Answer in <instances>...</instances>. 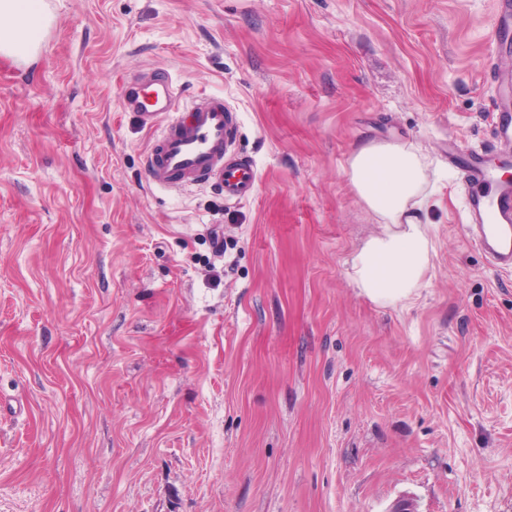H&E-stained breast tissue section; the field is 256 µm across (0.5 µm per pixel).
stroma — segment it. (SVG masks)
<instances>
[{
	"mask_svg": "<svg viewBox=\"0 0 512 512\" xmlns=\"http://www.w3.org/2000/svg\"><path fill=\"white\" fill-rule=\"evenodd\" d=\"M46 2L0 55V512H512V273L444 159L495 155L497 0ZM150 64L237 113L252 198L147 183ZM368 142L438 173L407 307L350 275Z\"/></svg>",
	"mask_w": 512,
	"mask_h": 512,
	"instance_id": "obj_1",
	"label": "stroma"
}]
</instances>
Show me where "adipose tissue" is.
Returning <instances> with one entry per match:
<instances>
[{
	"instance_id": "obj_1",
	"label": "adipose tissue",
	"mask_w": 512,
	"mask_h": 512,
	"mask_svg": "<svg viewBox=\"0 0 512 512\" xmlns=\"http://www.w3.org/2000/svg\"><path fill=\"white\" fill-rule=\"evenodd\" d=\"M47 22L44 0H0V54L32 55ZM429 168L413 145L400 143H366L348 160L349 183L379 227L351 262L356 288L374 302L413 301L431 265L434 245L424 218Z\"/></svg>"
}]
</instances>
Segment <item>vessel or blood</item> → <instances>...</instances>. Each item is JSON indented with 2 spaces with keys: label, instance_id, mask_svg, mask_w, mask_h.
<instances>
[{
  "label": "vessel or blood",
  "instance_id": "b4317fda",
  "mask_svg": "<svg viewBox=\"0 0 512 512\" xmlns=\"http://www.w3.org/2000/svg\"><path fill=\"white\" fill-rule=\"evenodd\" d=\"M511 37L512 16L505 14L499 17L491 40L503 105L496 139L505 161L512 159V56L502 47ZM119 98L125 111L155 131L143 160L149 185L177 191L212 184L225 198L235 200L254 194L257 172L252 163L231 151L238 122L223 97L203 95L180 102L171 73L152 65L130 78ZM448 159L460 168L467 189L472 241L499 270L512 272V181L497 176L483 155L463 158L452 152Z\"/></svg>",
  "mask_w": 512,
  "mask_h": 512
}]
</instances>
